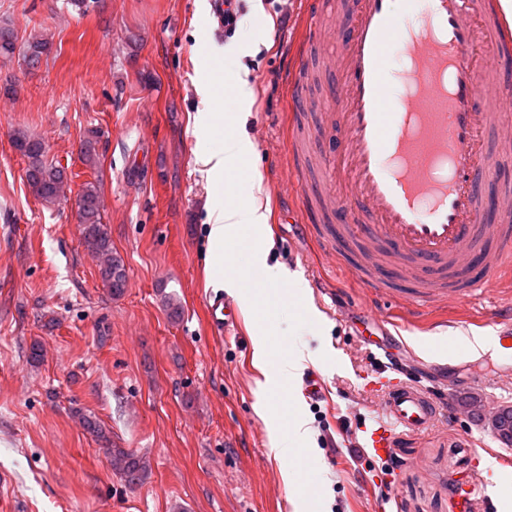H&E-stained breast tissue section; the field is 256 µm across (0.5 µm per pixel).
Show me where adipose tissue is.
Returning <instances> with one entry per match:
<instances>
[{
  "label": "adipose tissue",
  "mask_w": 512,
  "mask_h": 512,
  "mask_svg": "<svg viewBox=\"0 0 512 512\" xmlns=\"http://www.w3.org/2000/svg\"><path fill=\"white\" fill-rule=\"evenodd\" d=\"M256 153L253 141L245 135H233L224 142L220 151L203 149L196 153V165L208 175L232 181L243 170L244 165ZM265 190L260 174L251 176V193L246 204L240 205L225 201L223 206L214 208L208 217V266L213 277L220 286L235 288L239 284L238 277L226 275L224 264V244L229 239L240 235H248L255 247L254 257L257 264H264L265 258L260 249L262 238L269 224L270 208L265 201Z\"/></svg>",
  "instance_id": "obj_1"
}]
</instances>
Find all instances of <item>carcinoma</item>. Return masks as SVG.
Instances as JSON below:
<instances>
[{
  "label": "carcinoma",
  "mask_w": 512,
  "mask_h": 512,
  "mask_svg": "<svg viewBox=\"0 0 512 512\" xmlns=\"http://www.w3.org/2000/svg\"><path fill=\"white\" fill-rule=\"evenodd\" d=\"M51 48L52 42L45 34L35 35L25 47L17 48L12 21L7 17H0V58L11 59L17 56L27 68L32 69L51 52ZM99 138V131H90L82 148V159L92 168L99 162L96 151ZM12 143L27 159L26 181L34 197L44 205L52 206L66 195V169L46 159L45 147L40 139L19 130L15 132ZM77 208L82 243L98 260L104 288L112 297H120L127 288V269L124 259L112 250V242L103 223L101 193L96 183H85L78 196ZM79 416L86 433L106 447L112 469L127 484L138 485L147 479L150 466L144 458L125 448L112 447L109 434L94 414L81 412Z\"/></svg>",
  "instance_id": "carcinoma-1"
}]
</instances>
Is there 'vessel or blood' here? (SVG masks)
<instances>
[{
  "label": "vessel or blood",
  "mask_w": 512,
  "mask_h": 512,
  "mask_svg": "<svg viewBox=\"0 0 512 512\" xmlns=\"http://www.w3.org/2000/svg\"><path fill=\"white\" fill-rule=\"evenodd\" d=\"M330 28L305 25L296 40L304 60L315 38L335 52L318 56L334 107L317 127L327 147L310 152L299 125L289 131L291 164L316 177L303 186L302 217L329 226L337 248L362 247L355 269L376 296L397 303L404 327L442 309L512 288V225L488 215L512 200V182H492L490 134L512 87L494 77L512 57V33L491 0H324ZM407 64L390 88L395 46ZM213 327L230 331L236 312L223 298L210 309ZM496 340L512 351V303L500 306ZM384 417L365 438L369 454L386 459L400 433H420L442 419L422 388L382 377ZM458 512L489 501L484 480L459 483Z\"/></svg>",
  "instance_id": "1"
}]
</instances>
